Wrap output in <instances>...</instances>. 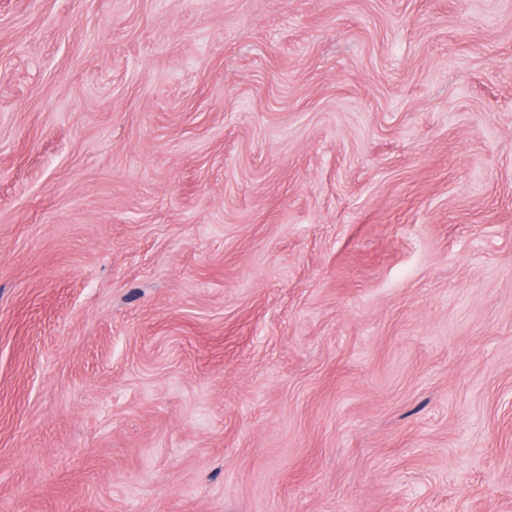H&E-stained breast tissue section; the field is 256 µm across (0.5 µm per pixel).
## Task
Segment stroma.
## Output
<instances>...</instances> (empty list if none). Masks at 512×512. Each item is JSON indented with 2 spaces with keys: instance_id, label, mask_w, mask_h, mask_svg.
I'll use <instances>...</instances> for the list:
<instances>
[{
  "instance_id": "stroma-1",
  "label": "stroma",
  "mask_w": 512,
  "mask_h": 512,
  "mask_svg": "<svg viewBox=\"0 0 512 512\" xmlns=\"http://www.w3.org/2000/svg\"><path fill=\"white\" fill-rule=\"evenodd\" d=\"M0 512H512V0H0Z\"/></svg>"
}]
</instances>
